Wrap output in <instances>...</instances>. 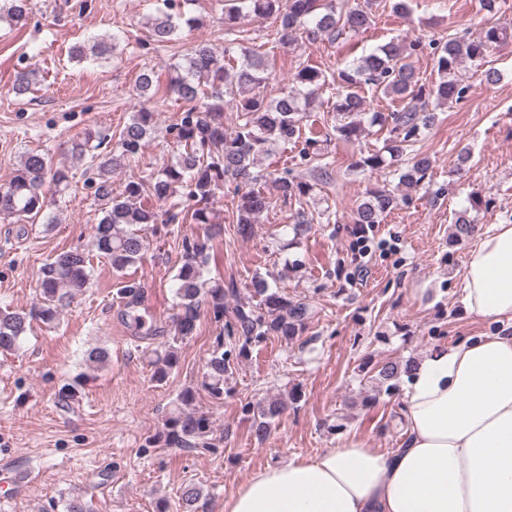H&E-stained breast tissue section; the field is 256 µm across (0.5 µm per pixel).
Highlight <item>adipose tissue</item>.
Returning <instances> with one entry per match:
<instances>
[{
	"label": "adipose tissue",
	"mask_w": 512,
	"mask_h": 512,
	"mask_svg": "<svg viewBox=\"0 0 512 512\" xmlns=\"http://www.w3.org/2000/svg\"><path fill=\"white\" fill-rule=\"evenodd\" d=\"M461 302L512 320V224L478 231ZM405 438L380 453L357 440L250 475L224 512H512V335L435 347L401 387Z\"/></svg>",
	"instance_id": "ef3b65f1"
}]
</instances>
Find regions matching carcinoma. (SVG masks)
I'll return each instance as SVG.
<instances>
[{
	"label": "carcinoma",
	"instance_id": "1",
	"mask_svg": "<svg viewBox=\"0 0 512 512\" xmlns=\"http://www.w3.org/2000/svg\"><path fill=\"white\" fill-rule=\"evenodd\" d=\"M30 0H0V23L16 26L27 20ZM246 17L274 18L273 41L288 44L302 30L310 40L325 35L338 37L346 33L358 34L372 24V14L356 5L348 6L336 0H228L224 8V35L242 33L241 20ZM196 18L185 17L175 10L173 0H162V7L149 20V38L156 44L174 40L185 27H193ZM507 38V31L491 26L478 36L466 40L449 39L445 43L431 40L407 45L391 40L378 46L356 63L338 71L335 111L340 123L333 127L336 137L345 142L358 140L365 128L359 117L371 115L370 124L388 131L383 147L361 157L357 166L377 170L387 160L396 161L435 120L427 110L429 102L453 103L464 98L467 86L462 84L457 70L463 58L477 61L492 45ZM115 36L102 35L93 40L89 50L79 45L71 51V58L82 60L88 56L105 59L112 53ZM433 50L439 80L425 84L406 58L410 52L424 47ZM240 62L233 79H228L224 57L215 54L206 44H197L185 55L184 62L172 66L173 74L166 84V92L178 101L192 103L200 94L207 95L202 106H193L176 116L169 125L176 160L150 178L130 180L121 195H112V172L137 157L146 140L156 128V113L140 107L119 130L115 149L102 157L97 150L106 136L87 132L83 138L66 145L73 157L90 156V168L96 171L95 195L101 202L102 217L93 227L90 249H69L56 254L40 269V299L27 310L0 308V351L10 352L32 324H53L64 302L85 292L90 284L91 255L106 259L113 271H125L137 264L150 247L148 233H157L159 227L168 229L173 224H196L200 232L183 235L182 263L174 276L177 313L171 341L161 350H154L152 380L162 383L179 363L178 345L196 335L201 307H207L211 319L222 324L215 336L206 364L203 388L210 399L224 401L231 392L232 362L248 357L255 347L276 337L287 343L302 336L312 318L311 305L293 301L272 287L267 279L257 274L253 278L254 294L258 302L252 305L229 306L228 298L236 295V288L205 276L204 266L215 236L213 201L224 183H235L238 224L240 232L249 235L253 217L272 206L271 194L258 186L264 179L271 181L278 198L283 202L309 195L313 185L288 178V171L260 175L253 170L256 157L265 154L279 142L300 138V116L327 84L325 74L313 66L300 68L293 76L294 91L269 100L260 91L274 68V59L267 53L251 47L239 46ZM36 73L24 69L15 74L12 91L25 95L35 84ZM402 103L389 113L373 111L362 86ZM208 91H203V87ZM159 89L155 72L146 70L138 77L141 96L151 98ZM235 107L238 122L230 132L224 130V99ZM409 100L423 104L422 109L403 105ZM319 136L307 137L301 149V158L309 161L321 156ZM431 169L427 157L416 159L402 170L400 180L409 184L422 183ZM57 188L68 186L69 175L64 168L53 166L52 157L42 151L27 152L10 181L0 186V219L12 218L46 220L54 223L48 210L53 201L47 199L42 188L46 182ZM149 197L168 204L162 210L143 203ZM396 198L386 189L369 191L368 198L357 208L355 223L371 226L381 222L382 216L394 207ZM295 239L308 236L313 230V219L305 210H299L294 223L288 225ZM416 359H388L372 369L377 384L376 393L365 398L374 404L380 395H393L396 382L411 372ZM197 390L185 388L176 397V407L165 419L154 442L167 448H206L212 431L209 412L196 407ZM286 403L277 397H263L246 402L243 410L253 414L255 433L267 434L284 413ZM182 512H200V491L186 487L180 496Z\"/></svg>",
	"mask_w": 512,
	"mask_h": 512
}]
</instances>
